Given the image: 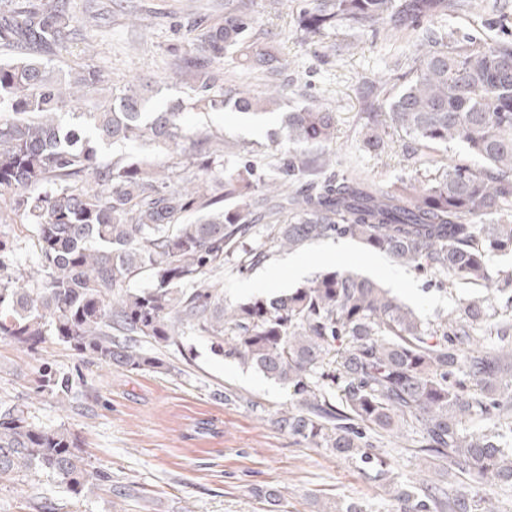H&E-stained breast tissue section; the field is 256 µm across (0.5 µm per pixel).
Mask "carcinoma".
I'll list each match as a JSON object with an SVG mask.
<instances>
[{"mask_svg": "<svg viewBox=\"0 0 512 512\" xmlns=\"http://www.w3.org/2000/svg\"><path fill=\"white\" fill-rule=\"evenodd\" d=\"M470 7L305 0L304 40L376 25L420 31L401 85L362 88L365 146L382 151L392 129L414 154L455 144L481 162L418 168L382 186L339 180L329 156L310 152L336 137V113L319 103L285 113L286 176L261 184L255 164L229 165L223 134L183 123L182 104L148 108L158 87H115L109 105L87 112L102 74L79 66L62 80L50 66L78 36L70 0H0V48L15 53L0 61V193L9 195L0 205V339L37 352L52 337L107 368L163 372L161 350L192 330L291 391L295 406L273 420L279 431L377 468L391 512H499L493 488L512 485V452L498 441V427H512V319H501L497 302L512 273L492 275L490 261L512 252V41L459 40L432 27ZM254 24V0H224V23L176 55L190 109L275 111L279 90L224 82V59L245 66L267 54L251 40ZM137 143L156 154L106 157ZM257 186L273 202L266 230L280 247L349 237L485 293L432 324L377 283L333 270L286 295L226 306L216 278L255 221ZM24 232L37 248L29 269L16 253ZM144 274L148 286L129 287ZM37 389L62 402L72 382L45 366ZM474 418L492 429L467 432ZM385 435L446 463L460 484L396 483L375 451ZM32 473L58 478L72 499L97 482L118 498L138 494L91 465L79 432L40 425L27 407L1 400L0 479ZM258 495L283 512L279 490Z\"/></svg>", "mask_w": 512, "mask_h": 512, "instance_id": "carcinoma-1", "label": "carcinoma"}]
</instances>
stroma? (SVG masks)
I'll use <instances>...</instances> for the list:
<instances>
[{
  "mask_svg": "<svg viewBox=\"0 0 512 512\" xmlns=\"http://www.w3.org/2000/svg\"><path fill=\"white\" fill-rule=\"evenodd\" d=\"M473 2L468 12L449 14L445 28L460 36L512 40V0ZM303 6V0H255L252 34L287 60V68L267 63L224 68L228 78L248 80L260 90L272 81L280 85V112L251 123L229 107L188 110L185 123L216 129L231 145L265 144L280 132L284 112L316 100L336 114V139L329 146L336 174L359 173L388 184L413 177L399 134L389 136L383 153L364 146L359 93L364 78L400 75L415 32L378 25L305 43L297 32ZM74 17L79 36L54 57L56 70L89 65L102 72L110 87L133 78L161 82L163 91L154 103L164 108L186 98L183 83L168 66L170 59L187 47L192 25L223 22L224 0H75ZM265 251L266 260L250 270L240 269L235 256L225 263V305L252 297V282L271 280L282 294L336 269L356 271L390 289L429 322L446 318L476 292L432 271L396 264L349 238L320 240L296 252L269 241ZM291 258L303 263L305 276L290 275ZM165 356L172 366L168 373L107 370L55 340L31 354L1 339L0 400L27 405L41 425L78 430L92 465L113 481L134 486L137 495L118 498L93 486L82 498L70 500L53 478L29 476L0 482V512H34L30 493L35 489L63 503L64 512H267L255 495L262 487L279 489L287 512H322L336 501L388 512V488L371 468L295 442L273 427L276 411L294 403L288 388L215 355L208 339L194 332L182 348L167 349ZM46 365L81 376L68 403L38 394V372ZM228 389L241 394V401L225 403ZM200 422L210 423L211 433H195ZM385 451L397 480L448 478L446 465L428 467L415 449L389 445Z\"/></svg>",
  "mask_w": 512,
  "mask_h": 512,
  "instance_id": "stroma-1",
  "label": "stroma"
}]
</instances>
